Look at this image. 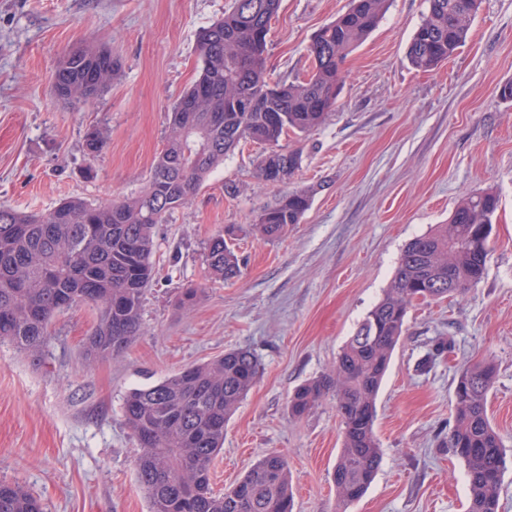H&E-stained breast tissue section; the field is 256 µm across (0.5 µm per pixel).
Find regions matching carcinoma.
Returning a JSON list of instances; mask_svg holds the SVG:
<instances>
[{"instance_id":"cac0c4a2","label":"carcinoma","mask_w":512,"mask_h":512,"mask_svg":"<svg viewBox=\"0 0 512 512\" xmlns=\"http://www.w3.org/2000/svg\"><path fill=\"white\" fill-rule=\"evenodd\" d=\"M428 11L407 53L410 64L430 70L464 42L481 0H427ZM389 0H350V7L322 27L310 44L312 71L291 83L266 76L267 36L281 0H233L224 17L197 35L199 77L170 110L166 143L145 191L137 197L94 204L60 201L43 214L0 206V341L27 355L43 345L52 316L73 305L99 311L85 346L86 358L119 355L141 332L142 297L154 279L153 229L187 205L213 169L241 141L268 146L258 177L279 186L301 165L297 150L280 147L290 132L319 127L336 106L347 56L378 26ZM119 70L105 48L79 47L59 62L55 95L74 107L96 99ZM104 139L97 128L85 138L96 156ZM311 204L306 189L282 192L257 215L252 230L266 240L297 224ZM499 197H464L448 223L413 239L401 252L383 298L368 311L339 353L332 375L319 376L288 401L300 418L332 396L341 418L343 448L333 482L336 512L361 499L379 470L382 450L375 432L376 399L402 334L408 305L442 299L479 284L489 245H470L469 227L492 224ZM227 226L208 243L214 274L240 273ZM453 287H448V281ZM452 341L436 337L421 367L448 358ZM264 370L249 348L227 350L156 384L131 390L124 417L137 444L136 479L149 512H293L288 458L271 452L257 460L230 489L211 487L214 459L224 445V426ZM496 371L491 364L460 370L465 394L454 399V426L441 447L462 461L469 481L468 512H499L508 455L487 414ZM0 512H43L39 500L17 482L0 480Z\"/></svg>"}]
</instances>
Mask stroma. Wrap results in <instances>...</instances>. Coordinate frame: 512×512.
Returning a JSON list of instances; mask_svg holds the SVG:
<instances>
[{"instance_id":"stroma-1","label":"stroma","mask_w":512,"mask_h":512,"mask_svg":"<svg viewBox=\"0 0 512 512\" xmlns=\"http://www.w3.org/2000/svg\"><path fill=\"white\" fill-rule=\"evenodd\" d=\"M350 0H282L268 38V76L288 83L311 70L309 46ZM231 0H0V206L45 213L61 199L105 203L138 195L162 151L168 111L198 78L197 34ZM427 0H391L346 59V78L324 123L289 134L302 151L291 187L311 206L277 240L250 235L277 195L257 176L265 145L244 142L186 206L154 229L155 277L143 296L142 333L117 358L84 360L96 324L78 304L57 312L39 353L0 343V480L17 481L45 512H149L134 469L137 442L126 394L224 351L246 347L264 374L224 427L212 488L223 493L263 455L291 465L294 512H334L332 475L342 446L333 399L292 419L288 399L329 372L383 297L414 238L447 223L458 201L494 190L487 273L464 294L416 300L378 393L381 467L348 512H467L464 464L440 448L454 424L463 364L489 362L487 413L512 448V0H482L465 42L433 71L407 51ZM105 46L121 67L80 108L52 91L60 59ZM105 142L89 156L85 134ZM237 185V196L224 187ZM235 225L240 273L214 276L207 243ZM192 306H181L186 289ZM454 351L418 364L432 340Z\"/></svg>"}]
</instances>
